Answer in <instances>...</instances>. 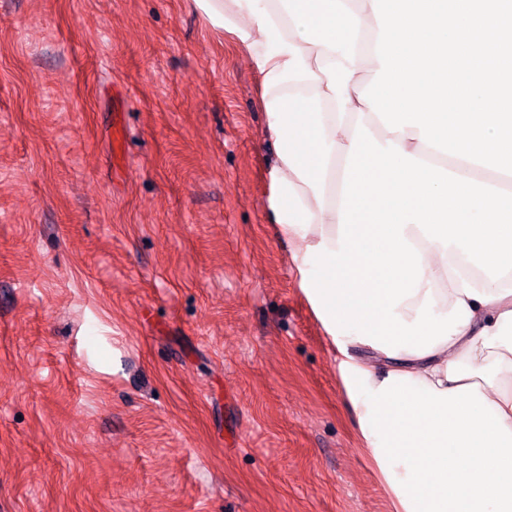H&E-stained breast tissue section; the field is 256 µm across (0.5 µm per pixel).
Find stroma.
Returning a JSON list of instances; mask_svg holds the SVG:
<instances>
[{
	"instance_id": "stroma-1",
	"label": "stroma",
	"mask_w": 512,
	"mask_h": 512,
	"mask_svg": "<svg viewBox=\"0 0 512 512\" xmlns=\"http://www.w3.org/2000/svg\"><path fill=\"white\" fill-rule=\"evenodd\" d=\"M191 0H0V512H393Z\"/></svg>"
}]
</instances>
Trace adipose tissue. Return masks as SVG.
I'll return each mask as SVG.
<instances>
[{
	"label": "adipose tissue",
	"mask_w": 512,
	"mask_h": 512,
	"mask_svg": "<svg viewBox=\"0 0 512 512\" xmlns=\"http://www.w3.org/2000/svg\"><path fill=\"white\" fill-rule=\"evenodd\" d=\"M261 78L269 208L396 512H512V176L359 94L372 0H194Z\"/></svg>",
	"instance_id": "ef3b65f1"
}]
</instances>
